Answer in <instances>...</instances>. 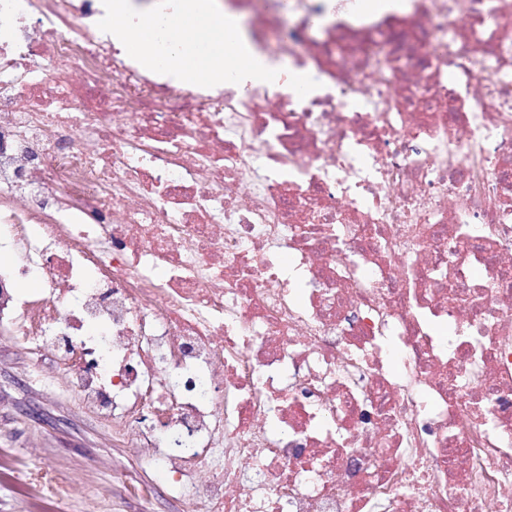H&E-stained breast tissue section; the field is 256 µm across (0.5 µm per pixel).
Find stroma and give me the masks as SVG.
I'll return each instance as SVG.
<instances>
[{
	"mask_svg": "<svg viewBox=\"0 0 512 512\" xmlns=\"http://www.w3.org/2000/svg\"><path fill=\"white\" fill-rule=\"evenodd\" d=\"M51 366L44 388L30 389L22 370L24 350L0 336V451L11 456L17 478L72 488L62 512H190L172 497L165 473L144 465L125 430L103 431L84 412L68 370Z\"/></svg>",
	"mask_w": 512,
	"mask_h": 512,
	"instance_id": "35a3bbf8",
	"label": "stroma"
}]
</instances>
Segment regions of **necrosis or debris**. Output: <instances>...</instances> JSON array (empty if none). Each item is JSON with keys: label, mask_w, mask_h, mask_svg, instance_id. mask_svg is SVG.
<instances>
[{"label": "necrosis or debris", "mask_w": 512, "mask_h": 512, "mask_svg": "<svg viewBox=\"0 0 512 512\" xmlns=\"http://www.w3.org/2000/svg\"><path fill=\"white\" fill-rule=\"evenodd\" d=\"M217 2L317 91L0 0V333L193 512H512V0Z\"/></svg>", "instance_id": "obj_1"}]
</instances>
